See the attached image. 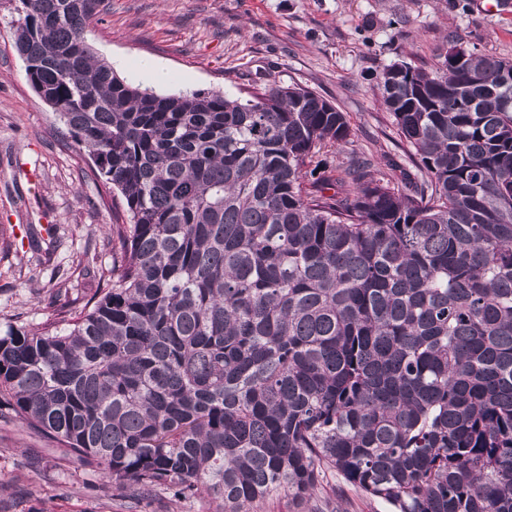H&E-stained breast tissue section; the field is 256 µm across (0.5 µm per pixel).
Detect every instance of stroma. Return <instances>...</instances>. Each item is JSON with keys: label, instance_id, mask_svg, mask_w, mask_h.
Segmentation results:
<instances>
[{"label": "stroma", "instance_id": "stroma-1", "mask_svg": "<svg viewBox=\"0 0 512 512\" xmlns=\"http://www.w3.org/2000/svg\"><path fill=\"white\" fill-rule=\"evenodd\" d=\"M20 0H0V317L37 326L55 306L81 312L99 288L95 276L72 274L65 291L50 279L26 241L30 224L53 225L58 259L90 252L99 268L116 255L97 227L120 224L104 206L94 163L61 130L29 83L14 48ZM87 39L115 72L153 89L137 68L151 57L166 66V94H245L272 80L309 88L345 112L352 157L377 152L382 169L416 170L373 90L376 75L399 61H432L450 44L512 59V0H110ZM111 479L19 422L0 419V512H125ZM256 512H388L333 473L305 504L273 493Z\"/></svg>", "mask_w": 512, "mask_h": 512}]
</instances>
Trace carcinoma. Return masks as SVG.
Here are the masks:
<instances>
[{"label":"carcinoma","instance_id":"carcinoma-1","mask_svg":"<svg viewBox=\"0 0 512 512\" xmlns=\"http://www.w3.org/2000/svg\"><path fill=\"white\" fill-rule=\"evenodd\" d=\"M20 2L27 78L126 223L83 312L0 324V415L120 497L254 512L332 470L390 512H512V60L376 76L407 184L331 164L350 128L308 88L147 92L86 40L109 0Z\"/></svg>","mask_w":512,"mask_h":512}]
</instances>
